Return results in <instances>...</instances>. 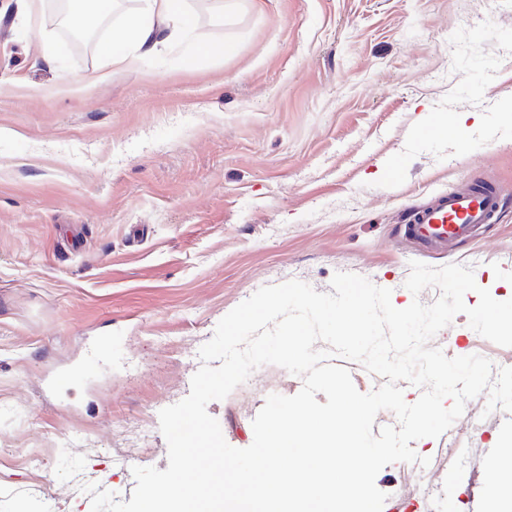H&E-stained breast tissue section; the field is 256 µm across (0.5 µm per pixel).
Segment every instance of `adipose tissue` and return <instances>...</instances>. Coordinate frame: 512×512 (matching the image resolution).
Instances as JSON below:
<instances>
[{
    "instance_id": "1",
    "label": "adipose tissue",
    "mask_w": 512,
    "mask_h": 512,
    "mask_svg": "<svg viewBox=\"0 0 512 512\" xmlns=\"http://www.w3.org/2000/svg\"><path fill=\"white\" fill-rule=\"evenodd\" d=\"M195 20L185 0H139V7L112 33L103 52L115 63L130 53L154 55L170 41L174 32L192 30Z\"/></svg>"
}]
</instances>
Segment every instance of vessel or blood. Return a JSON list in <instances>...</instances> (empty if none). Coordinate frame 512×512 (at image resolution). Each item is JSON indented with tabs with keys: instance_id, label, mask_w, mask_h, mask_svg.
<instances>
[{
	"instance_id": "vessel-or-blood-1",
	"label": "vessel or blood",
	"mask_w": 512,
	"mask_h": 512,
	"mask_svg": "<svg viewBox=\"0 0 512 512\" xmlns=\"http://www.w3.org/2000/svg\"><path fill=\"white\" fill-rule=\"evenodd\" d=\"M502 209L498 188L451 191L416 207L404 226L406 238L433 252H444L495 223Z\"/></svg>"
}]
</instances>
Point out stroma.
Instances as JSON below:
<instances>
[{
	"mask_svg": "<svg viewBox=\"0 0 512 512\" xmlns=\"http://www.w3.org/2000/svg\"><path fill=\"white\" fill-rule=\"evenodd\" d=\"M215 5L189 0L190 38L115 66L71 42L53 0L30 21L0 0V512H91L89 484L130 501L133 467H168L160 410L263 286L326 292L351 272L396 308L428 305L437 288L405 286L416 260L471 266L512 298V207L451 256L401 228L441 193L512 196V0H239L224 18ZM197 39L235 51L198 57ZM461 112L479 117L465 141L434 133ZM431 344L512 367V347L462 313ZM302 385L265 365L207 411L245 448L267 397ZM486 402L414 442L428 466L379 472L386 512H512L486 491L512 414Z\"/></svg>",
	"mask_w": 512,
	"mask_h": 512,
	"instance_id": "obj_1",
	"label": "stroma"
}]
</instances>
